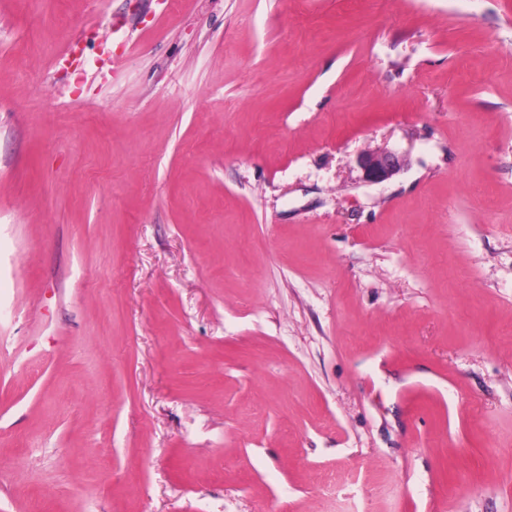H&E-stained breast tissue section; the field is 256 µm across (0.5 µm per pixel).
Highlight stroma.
I'll use <instances>...</instances> for the list:
<instances>
[{"instance_id":"1","label":"stroma","mask_w":512,"mask_h":512,"mask_svg":"<svg viewBox=\"0 0 512 512\" xmlns=\"http://www.w3.org/2000/svg\"><path fill=\"white\" fill-rule=\"evenodd\" d=\"M35 505L512 512V0H0ZM357 163L366 182L382 183L400 173L406 165V160L395 151H368L358 156Z\"/></svg>"}]
</instances>
